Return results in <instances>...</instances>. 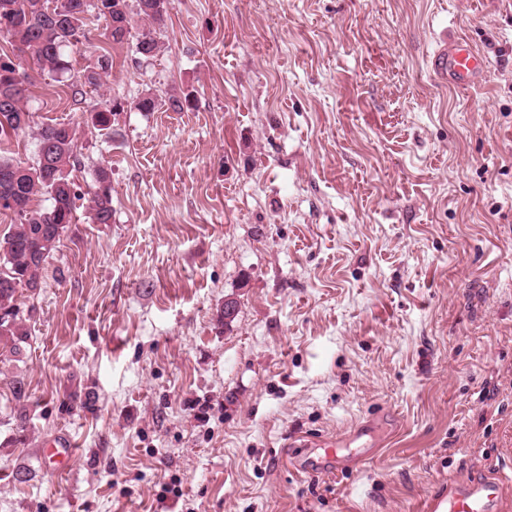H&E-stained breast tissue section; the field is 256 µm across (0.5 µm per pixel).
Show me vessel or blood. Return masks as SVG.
Returning <instances> with one entry per match:
<instances>
[{
	"instance_id": "b4317fda",
	"label": "vessel or blood",
	"mask_w": 512,
	"mask_h": 512,
	"mask_svg": "<svg viewBox=\"0 0 512 512\" xmlns=\"http://www.w3.org/2000/svg\"><path fill=\"white\" fill-rule=\"evenodd\" d=\"M486 66V58L469 44L447 39L434 54L430 69L441 83L468 88L478 82ZM73 455V444L68 440L53 441L43 450L46 464L59 473L66 471ZM297 467L333 475L340 471L341 463L335 449L328 447L321 456H302ZM511 482L507 475L491 474L477 465L471 476L448 480L441 492L425 498L421 512H512V493L507 490Z\"/></svg>"
}]
</instances>
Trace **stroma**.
<instances>
[{"mask_svg":"<svg viewBox=\"0 0 512 512\" xmlns=\"http://www.w3.org/2000/svg\"><path fill=\"white\" fill-rule=\"evenodd\" d=\"M447 37L487 56L478 87L433 78ZM161 39L145 62L89 21L71 74L112 67L79 105L27 68L35 125L78 130L75 181L111 168L113 215L68 225L21 297L0 512H418L512 466V0H174ZM175 87L194 110L132 107ZM112 98L108 139L87 119ZM382 409L394 435L343 472L289 465ZM62 436L59 474L39 450ZM12 394L14 399L17 401V403L21 407V411L18 416L19 424L17 426V433L18 436L12 440V443L20 442L22 439L21 437L24 436V432L27 429V413H26V406L27 402L30 398V394L28 392L27 383L25 381V378L23 376H16L15 379L12 382Z\"/></svg>","mask_w":512,"mask_h":512,"instance_id":"1","label":"stroma"}]
</instances>
